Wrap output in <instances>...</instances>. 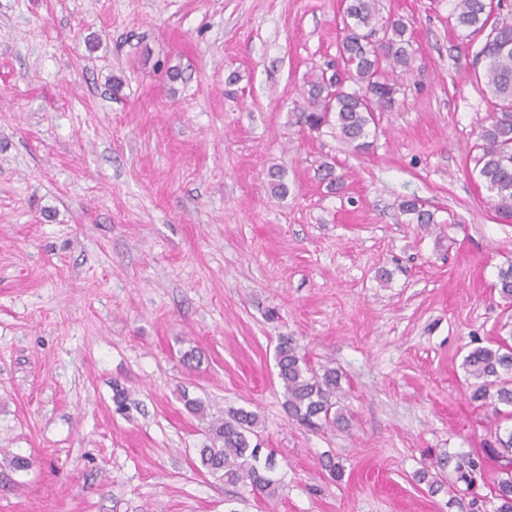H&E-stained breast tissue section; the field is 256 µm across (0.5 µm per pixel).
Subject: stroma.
I'll list each match as a JSON object with an SVG mask.
<instances>
[{
  "label": "stroma",
  "mask_w": 512,
  "mask_h": 512,
  "mask_svg": "<svg viewBox=\"0 0 512 512\" xmlns=\"http://www.w3.org/2000/svg\"><path fill=\"white\" fill-rule=\"evenodd\" d=\"M453 8L381 0L416 59L356 152L294 110L341 0H0V512H493L504 460L456 504L415 479L512 424L462 368L506 319L512 220L471 160L496 106ZM284 334L338 370L348 429L289 419ZM188 397L259 415L278 497L197 470ZM398 208L403 215L408 216L409 224H421L424 227L435 224L434 213L426 209L421 200L416 197L404 198Z\"/></svg>",
  "instance_id": "obj_1"
}]
</instances>
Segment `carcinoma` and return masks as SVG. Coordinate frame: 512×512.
Segmentation results:
<instances>
[{
	"label": "carcinoma",
	"instance_id": "cac0c4a2",
	"mask_svg": "<svg viewBox=\"0 0 512 512\" xmlns=\"http://www.w3.org/2000/svg\"><path fill=\"white\" fill-rule=\"evenodd\" d=\"M379 0H344L340 17L343 33L339 48V71L311 74L305 81L303 104L297 108L300 122L310 130L325 126L355 151L371 147L376 135V113L392 108L398 93L395 72L413 70L415 50L407 37L408 26L401 18H383ZM454 27L471 33L491 28L475 54L482 64L485 90L497 100V112L481 126L474 156L475 168L490 192L495 211L512 218V0H456ZM353 83L350 89L347 83ZM398 208L411 224L434 223V213L420 199H403ZM500 297L512 307V262L498 270ZM505 335L494 344L477 346L464 357L462 368L470 380L471 400L493 407L512 419V314L501 324ZM277 377L283 389L289 418L308 428L349 426L340 400L345 395L341 375L327 365L314 367L298 340L278 337L275 346ZM188 412L204 424V441L196 449L198 468L219 484L241 486L258 497L274 498L285 486L284 477L274 474L272 457L260 458L259 416L253 411L232 409L226 416L207 412L203 401L184 398ZM489 455L512 458V429L496 435ZM456 479L471 487L482 473L479 457H453L443 452L431 468L415 474L416 480L437 492L448 467ZM495 512H512V470L494 481Z\"/></svg>",
	"mask_w": 512,
	"mask_h": 512
}]
</instances>
